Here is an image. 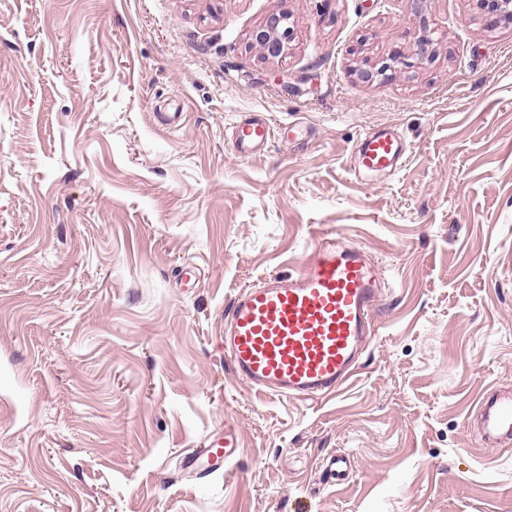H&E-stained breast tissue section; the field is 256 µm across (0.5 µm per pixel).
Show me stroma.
<instances>
[{
    "label": "stroma",
    "mask_w": 512,
    "mask_h": 512,
    "mask_svg": "<svg viewBox=\"0 0 512 512\" xmlns=\"http://www.w3.org/2000/svg\"><path fill=\"white\" fill-rule=\"evenodd\" d=\"M288 12V52L250 33ZM428 23L433 54L366 82ZM305 125L239 155L236 125ZM397 130L401 168L354 149ZM341 228L392 287L331 398L254 394L243 287ZM512 22L472 0H0V512H512ZM233 423L232 477L182 462ZM349 454L338 482L323 470ZM359 174H386L404 162L405 146L398 134L382 129L365 134L355 148ZM475 431L488 448L512 442V391L486 393L475 409Z\"/></svg>",
    "instance_id": "35a3bbf8"
}]
</instances>
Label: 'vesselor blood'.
<instances>
[{
	"label": "vessel or blood",
	"mask_w": 512,
	"mask_h": 512,
	"mask_svg": "<svg viewBox=\"0 0 512 512\" xmlns=\"http://www.w3.org/2000/svg\"><path fill=\"white\" fill-rule=\"evenodd\" d=\"M269 121L236 126L239 152L265 147ZM357 171L386 174L404 162L405 146L389 129L365 134L355 148ZM385 275L367 252L332 231L318 239L299 271L273 274L240 289L224 314V357L239 381L255 393L305 401L336 394L359 369L376 336L373 313ZM475 431L496 448L512 443V391L485 394L475 409ZM239 446L232 423L223 437H208L187 457L231 462Z\"/></svg>",
	"instance_id": "vessel-or-blood-1"
}]
</instances>
